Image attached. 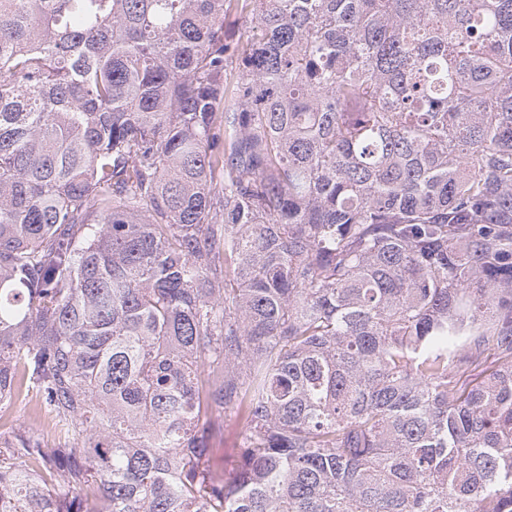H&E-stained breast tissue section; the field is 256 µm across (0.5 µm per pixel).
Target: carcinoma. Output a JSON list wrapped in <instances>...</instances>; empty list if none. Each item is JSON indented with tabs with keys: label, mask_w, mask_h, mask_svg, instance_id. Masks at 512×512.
<instances>
[{
	"label": "carcinoma",
	"mask_w": 512,
	"mask_h": 512,
	"mask_svg": "<svg viewBox=\"0 0 512 512\" xmlns=\"http://www.w3.org/2000/svg\"><path fill=\"white\" fill-rule=\"evenodd\" d=\"M25 388L0 512H512V0H0ZM0 411V434L3 437L8 438L21 427L32 432L43 448H61L68 440L67 436L63 438L57 419L32 390L25 391L22 398L14 396L9 402L0 404ZM208 417L215 423V430L209 441L213 449L212 465L218 472L224 470L231 475L239 463V448L244 440V427L233 411L209 409Z\"/></svg>",
	"instance_id": "obj_1"
}]
</instances>
